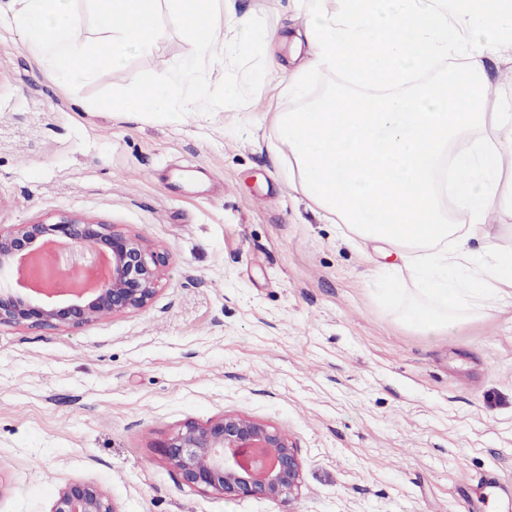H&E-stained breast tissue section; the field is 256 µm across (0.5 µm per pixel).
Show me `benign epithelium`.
Wrapping results in <instances>:
<instances>
[{"mask_svg": "<svg viewBox=\"0 0 512 512\" xmlns=\"http://www.w3.org/2000/svg\"><path fill=\"white\" fill-rule=\"evenodd\" d=\"M161 275L158 255L141 236L63 217L0 231V326H80L147 306ZM182 484L225 499L289 503L301 461L285 434L252 417L225 414L188 422L161 445ZM50 512H117L96 483L72 480Z\"/></svg>", "mask_w": 512, "mask_h": 512, "instance_id": "obj_1", "label": "benign epithelium"}]
</instances>
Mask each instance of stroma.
I'll use <instances>...</instances> for the list:
<instances>
[{
  "mask_svg": "<svg viewBox=\"0 0 512 512\" xmlns=\"http://www.w3.org/2000/svg\"><path fill=\"white\" fill-rule=\"evenodd\" d=\"M0 0V228L80 216L163 257L140 311L77 328L0 326V512H49L99 483L118 512H512V300L426 337L383 304L373 246H351L282 175L272 122L302 108L256 80L289 44L227 58L207 111L117 115L103 98L156 76L192 92L193 44L159 4V35L125 66L61 93ZM290 33L295 0H234ZM244 414L302 464L289 505L182 485L160 453L188 422Z\"/></svg>",
  "mask_w": 512,
  "mask_h": 512,
  "instance_id": "1",
  "label": "stroma"
}]
</instances>
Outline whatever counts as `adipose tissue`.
<instances>
[{"mask_svg": "<svg viewBox=\"0 0 512 512\" xmlns=\"http://www.w3.org/2000/svg\"><path fill=\"white\" fill-rule=\"evenodd\" d=\"M16 26L59 85L78 94L102 70L121 68L158 34L159 0H94L99 39L85 47L72 0H16ZM172 20L195 39L186 59L224 54L210 34L215 5L229 0H172ZM303 64L287 77L305 107L278 117L288 149V181L346 225L352 244L396 256L413 300L391 282L386 300L426 336L452 334L458 322L512 297V250L501 249L491 213L512 214L501 186L512 163V99L487 109V62L512 57V0H304ZM339 86L308 101L310 72ZM104 112L153 114L201 109L159 76L134 99L97 102ZM454 168V212L440 206L445 164ZM479 241L481 252L471 243Z\"/></svg>", "mask_w": 512, "mask_h": 512, "instance_id": "ef3b65f1", "label": "adipose tissue"}]
</instances>
